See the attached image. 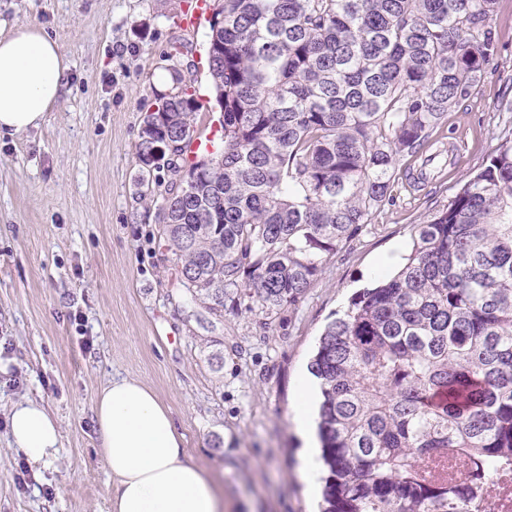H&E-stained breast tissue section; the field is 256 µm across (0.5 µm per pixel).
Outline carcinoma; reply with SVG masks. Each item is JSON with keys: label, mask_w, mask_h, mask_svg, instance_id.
Returning a JSON list of instances; mask_svg holds the SVG:
<instances>
[{"label": "carcinoma", "mask_w": 512, "mask_h": 512, "mask_svg": "<svg viewBox=\"0 0 512 512\" xmlns=\"http://www.w3.org/2000/svg\"><path fill=\"white\" fill-rule=\"evenodd\" d=\"M496 2L218 0L221 145L180 164L199 104L175 66L136 143L188 299L219 315L243 291L263 309L297 303L481 79ZM167 140L177 155L156 153ZM309 369L323 512H470L448 449L512 462L511 138L327 325Z\"/></svg>", "instance_id": "1"}]
</instances>
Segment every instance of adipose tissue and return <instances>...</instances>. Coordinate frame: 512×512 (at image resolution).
Segmentation results:
<instances>
[{
  "label": "adipose tissue",
  "mask_w": 512,
  "mask_h": 512,
  "mask_svg": "<svg viewBox=\"0 0 512 512\" xmlns=\"http://www.w3.org/2000/svg\"><path fill=\"white\" fill-rule=\"evenodd\" d=\"M67 71L60 45L39 24L0 32V137L39 127L62 99ZM318 400L317 383L308 378L291 409L304 443L300 472L309 484L320 466L312 431ZM93 414L99 451L112 475L109 512H224L217 474L189 461L168 407L142 381L114 376L98 391ZM9 437L37 467L56 456L61 427L42 403L22 400L10 411Z\"/></svg>",
  "instance_id": "ef3b65f1"
}]
</instances>
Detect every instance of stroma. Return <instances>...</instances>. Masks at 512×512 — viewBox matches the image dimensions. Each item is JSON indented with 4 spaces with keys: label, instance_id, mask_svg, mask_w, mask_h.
<instances>
[{
    "label": "stroma",
    "instance_id": "35a3bbf8",
    "mask_svg": "<svg viewBox=\"0 0 512 512\" xmlns=\"http://www.w3.org/2000/svg\"><path fill=\"white\" fill-rule=\"evenodd\" d=\"M186 0H0V30L40 22L68 61V89L36 129L0 138V512H108L112 477L93 403L112 376L165 403L189 459L221 474L225 512H318L299 473L290 408L325 326L407 250L413 227L483 166L512 119V0H497L495 49L471 94L431 139L435 159L398 163L394 201L329 257L293 306L242 298L214 315L187 300L139 195L136 141L165 89L171 43L196 90L198 135L220 130L208 23L178 24ZM58 418L56 458L32 468L8 443L14 402Z\"/></svg>",
    "mask_w": 512,
    "mask_h": 512
}]
</instances>
